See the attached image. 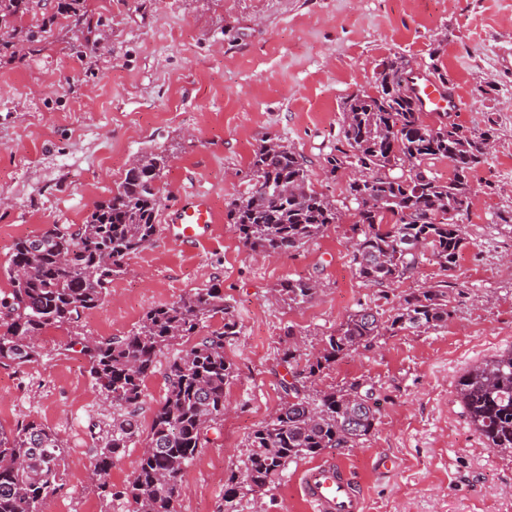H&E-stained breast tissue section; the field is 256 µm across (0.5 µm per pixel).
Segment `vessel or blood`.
Instances as JSON below:
<instances>
[{"instance_id":"1","label":"vessel or blood","mask_w":512,"mask_h":512,"mask_svg":"<svg viewBox=\"0 0 512 512\" xmlns=\"http://www.w3.org/2000/svg\"><path fill=\"white\" fill-rule=\"evenodd\" d=\"M411 86L423 111L440 115L455 113L458 100L433 78L414 74ZM214 222L205 194L185 197L167 228L169 238L190 246L202 242ZM300 491L311 512H366L362 486L342 458L329 457L305 466L298 474Z\"/></svg>"}]
</instances>
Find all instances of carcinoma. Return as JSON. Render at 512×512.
Wrapping results in <instances>:
<instances>
[{
    "mask_svg": "<svg viewBox=\"0 0 512 512\" xmlns=\"http://www.w3.org/2000/svg\"><path fill=\"white\" fill-rule=\"evenodd\" d=\"M29 0H0V51L31 45L35 32L22 24ZM443 42L428 53L425 71L448 82ZM411 60L388 57L373 92L346 98L336 144L325 157V174L357 169L341 200L312 187L304 157L269 136L254 151L247 191L227 212L243 244L263 255L286 254L352 217V263L361 281L390 286L414 276L426 261L448 271L465 245L459 217L472 205L470 175L486 161L490 130L443 115L428 123L407 86ZM446 159L452 175L442 181L422 165ZM127 170L112 195L97 203L83 224H54L42 234L17 239L9 257L11 290L0 299V367L36 363L38 338L50 328L76 330L84 315L103 305L115 277L158 231L163 187L170 166L165 152L145 154ZM442 280L399 298L385 316L368 308L351 311L325 336L306 375L282 383L285 401L248 438L241 478L224 484V512H239L248 494L270 490L288 463L327 448H356L380 423L384 399L375 387L354 381L314 388L316 377L387 333H426L448 321L450 290ZM311 279H290L275 289L290 307L311 302ZM216 316L221 328L204 331ZM240 335L233 306L217 287L195 288L178 301L150 309L139 327L122 337L84 338L80 353L105 399L123 410L112 435L97 449L93 474L109 488L112 463L138 434L136 413L144 379L158 353L173 342L197 341L168 366L167 391L154 411L133 478L117 493L133 512H175L183 472L224 421L226 386L234 365L225 345ZM464 411L490 447L512 454V351L474 367L456 388ZM65 447L51 429L35 422L0 429V512H40L61 490Z\"/></svg>",
    "mask_w": 512,
    "mask_h": 512,
    "instance_id": "obj_1",
    "label": "carcinoma"
}]
</instances>
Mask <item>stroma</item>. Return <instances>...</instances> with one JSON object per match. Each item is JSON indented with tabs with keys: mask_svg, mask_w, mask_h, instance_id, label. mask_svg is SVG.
<instances>
[{
	"mask_svg": "<svg viewBox=\"0 0 512 512\" xmlns=\"http://www.w3.org/2000/svg\"><path fill=\"white\" fill-rule=\"evenodd\" d=\"M41 0L23 22L45 26L40 43L0 56V298L10 291L14 241L53 224H81L109 197L131 160L173 153L161 212L184 193L208 195L215 222L200 246L157 234L112 282L81 331L122 336L153 307L217 286L241 334L225 349L236 376L225 389L220 433L185 468L177 512H221L224 483L242 470L249 436L283 400L281 381L302 372L280 358L296 338L321 347L357 306L390 310L417 288L454 283L451 315L425 334L383 336L342 359L317 388L363 379L384 396L381 422L341 456L362 484L366 512H512V454L489 448L456 396L475 364L512 349V0H85L87 19ZM445 39L442 62L460 101L458 122L492 128L493 149L471 181L462 218L466 244L455 267L434 262L388 287L363 284L352 264L350 218L274 259L244 246L226 214L248 188L255 149L278 136L306 159L315 190L343 198L347 174L325 175L348 95L371 90L382 62L416 63ZM318 280L300 307L276 302L286 279ZM74 330L38 343V362L0 367V428L33 420L65 445L63 490L42 512H130L118 492L131 479L167 367L182 343L164 348L144 380L141 431L112 466V493L97 489L93 456L118 410L95 386L86 359L70 350ZM289 463L273 489L244 497L240 512H306Z\"/></svg>",
	"mask_w": 512,
	"mask_h": 512,
	"instance_id": "1",
	"label": "stroma"
}]
</instances>
